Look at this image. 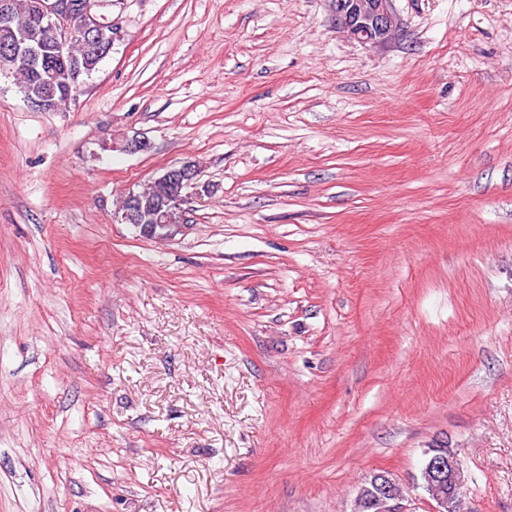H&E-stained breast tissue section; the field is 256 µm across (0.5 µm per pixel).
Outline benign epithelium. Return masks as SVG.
<instances>
[{
    "mask_svg": "<svg viewBox=\"0 0 512 512\" xmlns=\"http://www.w3.org/2000/svg\"><path fill=\"white\" fill-rule=\"evenodd\" d=\"M392 0H332L336 26L349 36L364 43L382 45L395 34L398 23L391 10ZM112 4V0H98L95 8L87 9L80 0H30V12L43 28L52 33L53 55L59 59L72 62L70 73L73 79L65 82L66 95L72 99L82 91L84 82L79 80L81 71L76 56L72 53L75 40L70 27V16L80 11L84 15L82 33L83 53L105 58L114 41L120 37L117 23L112 18L100 13V8ZM41 58V50L23 40L15 42L11 52L0 55V74H14L19 63L24 61L30 69H36ZM54 92H46L33 97L24 91V101L40 112H53ZM196 170L193 164L184 162L167 168L161 179L172 189L170 202L182 206L187 200V189L193 185ZM118 219L125 224H135L155 232L168 227L166 211L160 205L154 211L141 209L135 201V193H129V202ZM426 471L429 473L436 494L434 512H448L452 493L463 475L461 461L455 452L435 451L427 455ZM367 508V512H407L403 496L397 482L385 471L372 476L371 485L358 493Z\"/></svg>",
    "mask_w": 512,
    "mask_h": 512,
    "instance_id": "1",
    "label": "benign epithelium"
}]
</instances>
